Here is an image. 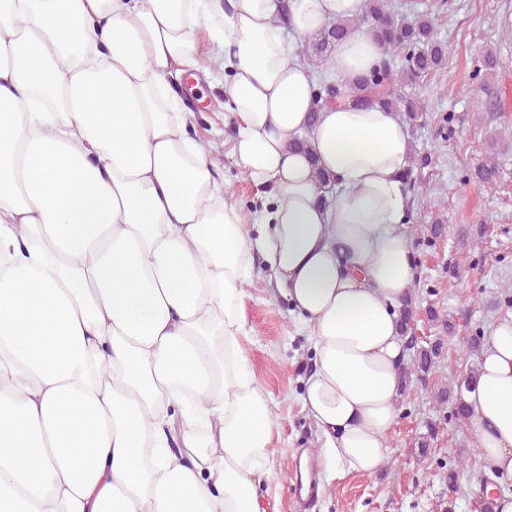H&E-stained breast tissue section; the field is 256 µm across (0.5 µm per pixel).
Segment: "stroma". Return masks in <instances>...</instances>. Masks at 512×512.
<instances>
[{"instance_id": "obj_1", "label": "stroma", "mask_w": 512, "mask_h": 512, "mask_svg": "<svg viewBox=\"0 0 512 512\" xmlns=\"http://www.w3.org/2000/svg\"><path fill=\"white\" fill-rule=\"evenodd\" d=\"M396 12L420 4L436 18L437 35L448 43V63L420 80L417 92L428 116L407 129L420 164L418 190L410 194L414 223L432 214L444 217V233L431 240L409 234L420 273L414 289L419 310L435 308L453 318L456 330L444 336L440 327L420 319L422 340L443 338V355L428 383L412 382L401 400V415L388 437L390 457L372 475L351 474L324 484L313 506L289 493L292 466L302 454L315 453L316 431L299 401V389L314 368L313 356L288 301L278 294L263 268L245 288L243 315L251 334L242 347L256 383L269 395L278 430L268 454L273 482L263 503L267 512H481L489 498L479 480L485 473L469 423L437 409L434 394L475 368L478 352L469 349L474 335L490 336L508 309L498 296L512 283V42L504 40L503 19L512 20V0H392ZM500 60L494 73L480 71L485 52ZM221 89L206 88L189 131L214 144L216 173L224 182L228 203L247 208L263 195L245 176L232 154L236 122L220 105ZM452 115L450 127L439 119ZM498 154L505 168L493 190L466 177L488 154ZM461 276L449 278V264ZM431 434L429 447L420 438ZM467 464L448 491V475Z\"/></svg>"}]
</instances>
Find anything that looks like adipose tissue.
Returning a JSON list of instances; mask_svg holds the SVG:
<instances>
[{
    "mask_svg": "<svg viewBox=\"0 0 512 512\" xmlns=\"http://www.w3.org/2000/svg\"><path fill=\"white\" fill-rule=\"evenodd\" d=\"M363 9L0 0V512H264L278 424L241 348L257 254L315 355L301 403L325 480L387 460L416 279L409 139L354 101L382 58L367 31L334 46L339 95L318 109L287 39ZM205 37L231 73L232 153L272 190L257 224L188 134ZM464 400L486 468L512 477V316Z\"/></svg>",
    "mask_w": 512,
    "mask_h": 512,
    "instance_id": "obj_1",
    "label": "adipose tissue"
}]
</instances>
